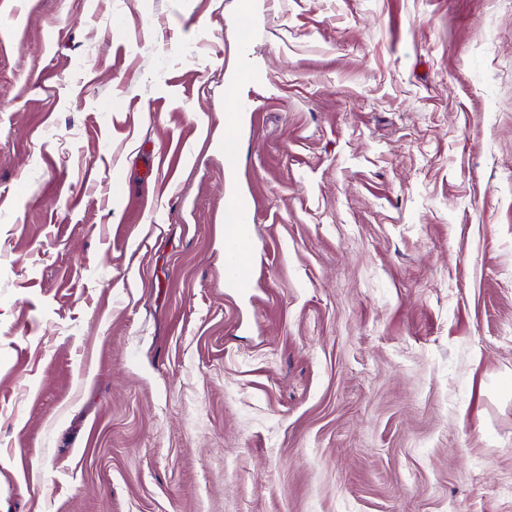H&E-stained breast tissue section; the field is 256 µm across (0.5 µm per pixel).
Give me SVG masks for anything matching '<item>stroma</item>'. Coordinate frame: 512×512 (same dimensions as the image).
<instances>
[{
  "label": "stroma",
  "mask_w": 512,
  "mask_h": 512,
  "mask_svg": "<svg viewBox=\"0 0 512 512\" xmlns=\"http://www.w3.org/2000/svg\"><path fill=\"white\" fill-rule=\"evenodd\" d=\"M0 512H512V0H0ZM255 207L254 198L242 195L232 196L224 207V286L239 294H248L253 288L252 258L245 236Z\"/></svg>",
  "instance_id": "obj_1"
}]
</instances>
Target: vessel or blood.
I'll use <instances>...</instances> for the list:
<instances>
[{
    "label": "vessel or blood",
    "mask_w": 512,
    "mask_h": 512,
    "mask_svg": "<svg viewBox=\"0 0 512 512\" xmlns=\"http://www.w3.org/2000/svg\"><path fill=\"white\" fill-rule=\"evenodd\" d=\"M249 79V74L239 73L230 78L225 85L226 96L238 102L236 111L225 116L228 125H236L242 113L254 109L252 102L238 96L240 84ZM255 207V199L242 195L232 196L224 207V285L240 294L249 293L253 287L252 258L245 246V237Z\"/></svg>",
    "instance_id": "1"
}]
</instances>
